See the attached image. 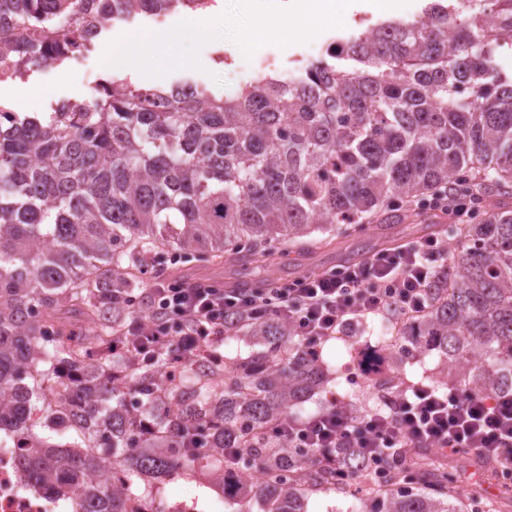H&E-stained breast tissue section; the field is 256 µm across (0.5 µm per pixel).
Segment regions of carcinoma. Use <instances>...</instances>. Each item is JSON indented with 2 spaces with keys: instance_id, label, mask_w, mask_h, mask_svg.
<instances>
[{
  "instance_id": "obj_1",
  "label": "carcinoma",
  "mask_w": 512,
  "mask_h": 512,
  "mask_svg": "<svg viewBox=\"0 0 512 512\" xmlns=\"http://www.w3.org/2000/svg\"><path fill=\"white\" fill-rule=\"evenodd\" d=\"M85 5L127 19L194 12L199 0H0L37 37L0 36V60L18 72L58 65L42 53L66 41L53 17ZM432 0L422 18L377 25L352 40L342 64L294 77L264 76L227 98L198 85L168 91L114 79L112 96L48 118L0 125V431L30 443L23 472L82 496L84 512H127L139 483L207 476L224 512H305L318 492L348 493L337 467L359 474L358 512H471L450 493L448 464L423 450L396 452L384 477L357 468L350 449L325 455L273 442L311 392L330 393L322 366L292 328L272 319L224 328V341L260 349L224 357L205 343L189 355L163 345L147 359L118 347L142 303L145 268L163 257L230 263L258 272L275 254L305 252L338 224H399L442 190L489 201L460 227L457 257L428 288V308L404 333L435 349L440 374L476 395L512 392V0ZM321 233L324 238L313 237ZM406 361L401 342L382 351ZM223 359L215 374L203 359ZM81 402L61 437L52 386ZM244 448L265 479L245 482L224 457ZM112 465L111 484L92 485Z\"/></svg>"
}]
</instances>
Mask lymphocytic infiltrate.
<instances>
[{
	"mask_svg": "<svg viewBox=\"0 0 512 512\" xmlns=\"http://www.w3.org/2000/svg\"><path fill=\"white\" fill-rule=\"evenodd\" d=\"M434 209L450 219L438 235L380 249L365 260L273 288L240 291L205 282L171 283L150 277L152 308L133 310L123 333L129 347L175 342L182 353L196 351L204 339L243 317L273 318L292 326L309 351L335 336L348 320L392 312L415 315L426 309V291L448 263V240L456 222L476 211V202L435 200ZM274 437L295 448L330 452L348 448L365 468L382 472L387 453L414 445L494 457L512 473V393L494 397L461 395L456 386L414 385L388 399L385 412L359 414L334 405L277 425Z\"/></svg>",
	"mask_w": 512,
	"mask_h": 512,
	"instance_id": "lymphocytic-infiltrate-1",
	"label": "lymphocytic infiltrate"
}]
</instances>
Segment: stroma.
<instances>
[{
  "label": "stroma",
  "instance_id": "obj_1",
  "mask_svg": "<svg viewBox=\"0 0 512 512\" xmlns=\"http://www.w3.org/2000/svg\"><path fill=\"white\" fill-rule=\"evenodd\" d=\"M157 26L155 18L147 14L115 22L112 28L102 31L90 52L83 58L30 71L23 81L10 84L7 94L0 96V105L15 108L17 97L32 93L36 99L34 104L29 105L28 110L43 115L51 112L56 104L62 101L86 99L90 83L104 76L101 60L108 45L132 31L154 29ZM200 60L203 64L202 70L184 69L172 72L164 77L163 88L184 83L201 84L213 95L221 97L228 91L239 89L240 85L255 77L250 68L249 57L240 55L235 41L230 39L215 40L203 46ZM385 236L407 240L410 239L411 233L402 224H392L383 230L376 224L366 223L340 235L331 244L316 245L310 252L275 256L268 268V275L276 280H291L307 269L314 272L324 270L336 266L340 252L371 254L380 239ZM382 321L383 318L379 315L367 317L363 328L355 332L351 343L332 339L321 346L320 361L325 368L334 373L337 391L348 396L352 407L360 413L372 411L373 404L365 399L366 388L361 387L351 377L353 348L377 342L381 336ZM450 464L458 484L464 491H475L484 497L491 493L499 497L506 494L512 496V486L484 478L475 460L469 455L452 454Z\"/></svg>",
  "mask_w": 512,
  "mask_h": 512
}]
</instances>
